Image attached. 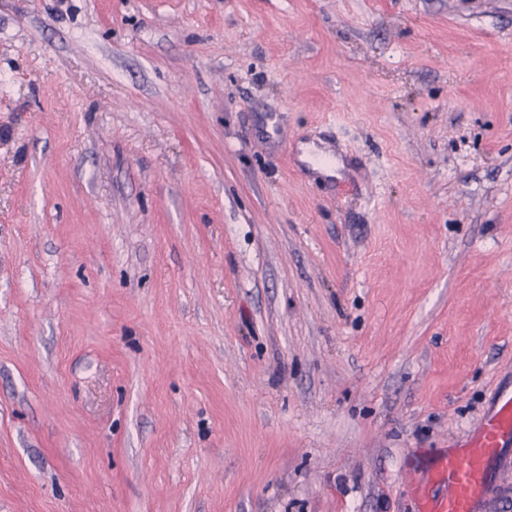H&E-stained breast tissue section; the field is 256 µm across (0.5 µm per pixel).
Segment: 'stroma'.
<instances>
[{"label": "stroma", "mask_w": 512, "mask_h": 512, "mask_svg": "<svg viewBox=\"0 0 512 512\" xmlns=\"http://www.w3.org/2000/svg\"><path fill=\"white\" fill-rule=\"evenodd\" d=\"M512 391V0H0V512H417Z\"/></svg>", "instance_id": "1"}]
</instances>
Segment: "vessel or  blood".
<instances>
[{
	"label": "vessel or blood",
	"mask_w": 512,
	"mask_h": 512,
	"mask_svg": "<svg viewBox=\"0 0 512 512\" xmlns=\"http://www.w3.org/2000/svg\"><path fill=\"white\" fill-rule=\"evenodd\" d=\"M512 440V395L499 397L492 413L458 449L442 455L421 477L420 486L441 484V496L422 495L418 512H477L491 486L489 466Z\"/></svg>",
	"instance_id": "vessel-or-blood-1"
}]
</instances>
